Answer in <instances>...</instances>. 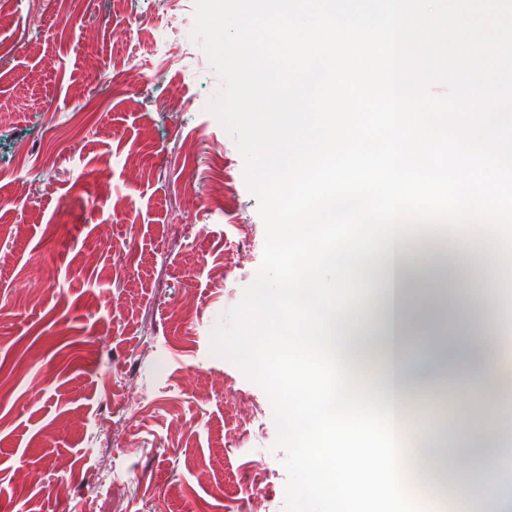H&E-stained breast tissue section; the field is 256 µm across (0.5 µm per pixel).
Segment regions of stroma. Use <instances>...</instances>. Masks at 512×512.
I'll return each mask as SVG.
<instances>
[{"label": "stroma", "mask_w": 512, "mask_h": 512, "mask_svg": "<svg viewBox=\"0 0 512 512\" xmlns=\"http://www.w3.org/2000/svg\"><path fill=\"white\" fill-rule=\"evenodd\" d=\"M177 5L193 19L195 0H88L81 13L19 0L0 28V512H249L241 476L255 460L271 473L269 512H285L270 400L211 352L257 276L264 224L245 158L207 109L219 77L191 32L166 36ZM169 99L187 106L175 123ZM219 176L229 194L215 209ZM226 264L230 280L213 278ZM495 293L505 357L512 283ZM174 301L192 318L169 323ZM241 395L261 428L236 448L224 433ZM100 461L131 480L89 494Z\"/></svg>", "instance_id": "1"}]
</instances>
